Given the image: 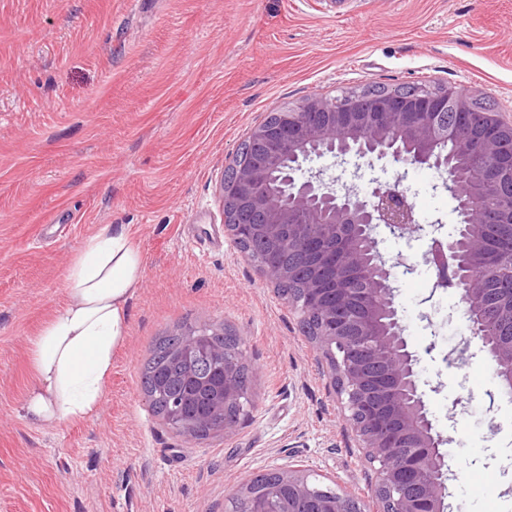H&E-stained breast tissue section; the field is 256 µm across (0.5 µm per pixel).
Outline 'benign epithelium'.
Masks as SVG:
<instances>
[{
    "label": "benign epithelium",
    "mask_w": 512,
    "mask_h": 512,
    "mask_svg": "<svg viewBox=\"0 0 512 512\" xmlns=\"http://www.w3.org/2000/svg\"><path fill=\"white\" fill-rule=\"evenodd\" d=\"M456 112V126L443 130L444 114ZM448 141L449 154L437 152ZM255 149L234 177L222 184L224 228L232 239L260 238L272 251L296 249L306 259L305 308L322 315L315 343L331 369V383L346 420L376 468L374 497L380 512H444L448 465L418 376L420 358L409 349L394 304L392 266L382 256L376 230L385 225L404 237L424 231L406 194L375 188L372 198L349 186L338 192L317 174H305L314 157L342 161L348 155L388 158L395 164L433 169L458 179L480 156L484 177L457 198L461 222L446 238L433 237L425 261L437 286L463 287V315L480 342L505 393L512 392V281L503 279L498 242L512 224V123L497 112L476 111L472 99L448 84L410 95L347 92L312 95L297 107L275 110L274 119L251 131ZM288 167L283 192L265 190ZM274 284L290 282L297 270L270 259L260 267ZM204 329L181 334L176 351L181 372L209 390L211 414L169 421L188 438L206 428L229 432L226 410L240 403L239 364L224 357V376L210 383L206 361L223 350L203 346ZM253 479L238 491L253 500L277 495L279 512H352L358 501L343 490L322 491L305 469L280 474V483L252 491Z\"/></svg>",
    "instance_id": "benign-epithelium-1"
}]
</instances>
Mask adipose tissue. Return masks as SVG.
<instances>
[{
    "label": "adipose tissue",
    "mask_w": 512,
    "mask_h": 512,
    "mask_svg": "<svg viewBox=\"0 0 512 512\" xmlns=\"http://www.w3.org/2000/svg\"><path fill=\"white\" fill-rule=\"evenodd\" d=\"M141 279V256L124 226L86 241L65 275V304L30 341L35 384L25 410L34 422L82 420L97 409Z\"/></svg>",
    "instance_id": "ef3b65f1"
}]
</instances>
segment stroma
Wrapping results in <instances>:
<instances>
[{
	"label": "stroma",
	"instance_id": "obj_1",
	"mask_svg": "<svg viewBox=\"0 0 512 512\" xmlns=\"http://www.w3.org/2000/svg\"><path fill=\"white\" fill-rule=\"evenodd\" d=\"M428 80L486 93L512 121V0H0V512H224L246 477L295 467L371 503L374 467L327 361L225 233L221 185L269 112ZM308 166L333 185H399L441 235L458 222L434 170L353 155ZM112 225L143 276L102 404L33 422L29 341L87 238ZM378 240L450 438L451 512H512V399L458 291L436 287L428 236L382 226ZM186 323L242 341L254 406L231 432L188 440L150 409L144 364Z\"/></svg>",
	"mask_w": 512,
	"mask_h": 512
}]
</instances>
